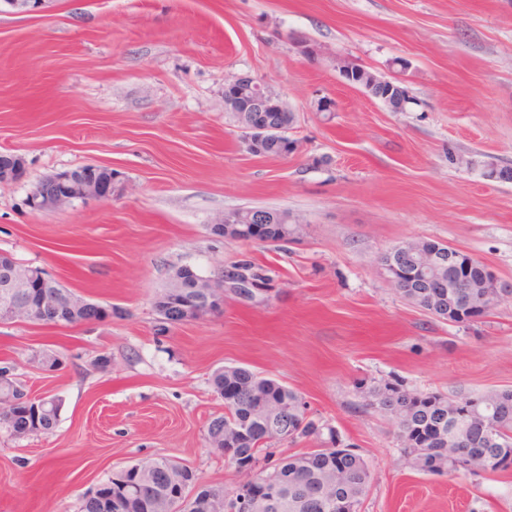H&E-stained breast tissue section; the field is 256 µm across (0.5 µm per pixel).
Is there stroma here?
<instances>
[{
  "label": "stroma",
  "instance_id": "35a3bbf8",
  "mask_svg": "<svg viewBox=\"0 0 512 512\" xmlns=\"http://www.w3.org/2000/svg\"><path fill=\"white\" fill-rule=\"evenodd\" d=\"M339 55L403 82L412 104L394 112L346 84ZM235 75L286 100L298 151H247L224 109ZM323 98L335 111H318ZM0 152L25 161L0 184V253L121 310L73 328L0 323V363L61 403L51 433L0 431V512H78L107 473L160 457L234 488L235 466L205 442L224 411L208 379L225 365L281 380L357 446L372 471L364 512H512V471H416L369 405L394 379L451 396L512 389V302L444 323L380 262L437 240L512 282V183L484 168L512 166V0H46L0 14ZM85 165L119 171L122 190L29 208L40 180ZM253 207L288 212L295 238L211 233ZM244 254L270 269L267 294L159 333L153 299L176 268L212 277ZM44 348L60 370L32 363Z\"/></svg>",
  "mask_w": 512,
  "mask_h": 512
}]
</instances>
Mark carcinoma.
<instances>
[{
  "label": "carcinoma",
  "instance_id": "1",
  "mask_svg": "<svg viewBox=\"0 0 512 512\" xmlns=\"http://www.w3.org/2000/svg\"><path fill=\"white\" fill-rule=\"evenodd\" d=\"M354 80L359 85L374 86L388 92L372 71L354 66ZM234 267L243 270L261 285L245 298L232 291L237 299L254 300L268 292L269 269L244 255ZM47 291L57 298V312L62 327L79 325L78 314L68 308L73 291L56 279L48 282ZM399 294L408 302L428 311L439 320H447L446 312L430 305L417 288H403ZM215 394L224 396V413L208 423L205 441L216 455L232 448L247 454L253 469L238 471L239 481L229 491L224 485L210 483L209 494L233 507L243 488L251 485L254 475H265L278 488L274 505L259 512H362L371 482L367 460L354 452L353 461L343 468L336 459L338 449L350 445L339 443L329 431L332 448H309L303 452L274 459L272 445L295 443L300 439L320 436V428L308 418L302 397L281 381L243 366L216 369L210 379ZM377 411L394 421L401 451L420 472L427 471L423 454L415 448L414 433L407 424L434 423V430L443 435L435 453L442 468L440 473H500L512 469V390L491 391L482 395L450 397L441 392H413L398 381H386L371 392ZM169 460L158 458L139 463L129 471L130 479L141 486L137 495L113 481L112 474L98 483L103 497L100 512H215L213 503L191 495L187 485L184 495L168 501L156 483L157 475Z\"/></svg>",
  "mask_w": 512,
  "mask_h": 512
}]
</instances>
